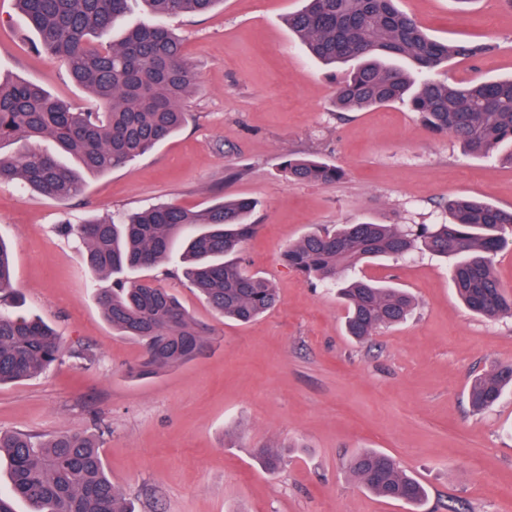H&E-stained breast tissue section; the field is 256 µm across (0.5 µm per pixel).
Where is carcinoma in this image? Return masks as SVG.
<instances>
[{"mask_svg": "<svg viewBox=\"0 0 512 512\" xmlns=\"http://www.w3.org/2000/svg\"><path fill=\"white\" fill-rule=\"evenodd\" d=\"M35 33L34 47L55 57L73 83L94 101L75 111L42 87L0 81V182L19 180L47 198L65 201L85 188L82 173L100 175L150 152L186 122L181 108L195 76L181 40L167 19L202 14L221 0H143L149 18L129 25L118 40L106 37L125 16L128 0H15ZM289 29L311 56L329 67L358 61L335 77V104L341 111L406 101L434 132L449 133L472 155L489 157L512 147V77L461 85L429 73L450 60H473L494 52L491 42L438 41L399 8V0H304L288 15ZM51 140L75 163L69 167L38 143ZM288 178L303 183L334 182L344 172L323 161L289 158ZM255 202L220 199L199 210L171 204L127 213L118 219L65 223L64 234L84 247L87 267L113 279L97 296L112 328L142 343L145 356L131 370L148 375L192 360L210 337L169 292L149 279L129 280V271L148 270L175 260L183 276L218 315L250 323L273 309L277 288L250 274L238 257L254 232ZM450 221L418 231L398 224H342L309 232L285 252L288 265L310 284L339 285L346 330L367 340L378 330L404 322L414 306L404 290L351 278L349 272L375 258L400 257L414 249L456 256L451 270L457 294L476 315L495 321L512 316V295L495 273V257L512 231V209L467 196L448 201ZM11 283L8 247L0 241V384L44 373L62 355L60 337L37 317L5 308ZM512 385V364L475 378L472 406L492 407ZM265 469L276 472L278 451H256ZM9 490L0 492V512H16L23 500L31 512H133L108 475L94 433H66L47 440L25 431H0V464ZM349 471L379 499L416 506L426 489L390 455L363 450Z\"/></svg>", "mask_w": 512, "mask_h": 512, "instance_id": "1", "label": "carcinoma"}]
</instances>
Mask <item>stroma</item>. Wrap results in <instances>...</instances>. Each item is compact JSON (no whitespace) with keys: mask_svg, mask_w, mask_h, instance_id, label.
<instances>
[{"mask_svg":"<svg viewBox=\"0 0 512 512\" xmlns=\"http://www.w3.org/2000/svg\"><path fill=\"white\" fill-rule=\"evenodd\" d=\"M300 0H224L168 24L196 76L186 124L139 159L90 176L60 203L17 183L0 184V238L13 255L15 313L59 333L63 355L46 373L0 385V430L49 438L101 421L114 486L136 512H409L368 493L348 463L364 449L393 456L427 489L419 512H512V389L473 411L475 375L512 364V317L487 321L458 299L447 259L416 251L378 259L358 275L409 291L403 324L370 340L347 336L330 285L312 286L284 252L336 224H441L449 199L469 195L512 208V166L469 155L397 102L337 111L336 85L286 23ZM433 37L497 50L452 61L437 79L512 77V8L502 0H401ZM14 0H0V78L28 80L75 110L90 99L46 54ZM320 157L342 180L298 183L288 156ZM248 197L256 232L242 246L247 271L272 282L279 304L240 324L216 315L176 274L148 277L175 295L211 343L193 360L138 377L142 347L105 319L83 246L64 220L100 219L170 203ZM88 359L75 358V349ZM234 437H227V430ZM281 449L268 474L256 448Z\"/></svg>","mask_w":512,"mask_h":512,"instance_id":"35a3bbf8","label":"stroma"}]
</instances>
